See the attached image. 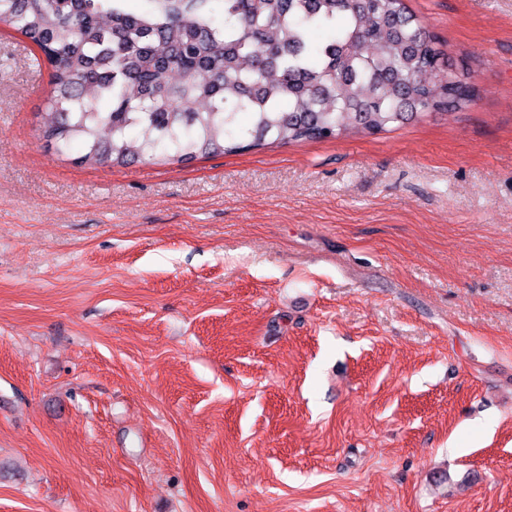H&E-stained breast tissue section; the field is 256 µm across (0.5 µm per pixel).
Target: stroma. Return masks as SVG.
Returning <instances> with one entry per match:
<instances>
[{"label":"stroma","instance_id":"35a3bbf8","mask_svg":"<svg viewBox=\"0 0 512 512\" xmlns=\"http://www.w3.org/2000/svg\"><path fill=\"white\" fill-rule=\"evenodd\" d=\"M376 135L73 164L0 26V512H512V0Z\"/></svg>","mask_w":512,"mask_h":512}]
</instances>
